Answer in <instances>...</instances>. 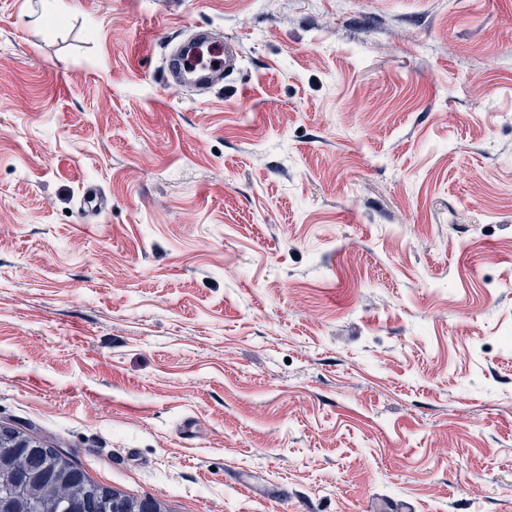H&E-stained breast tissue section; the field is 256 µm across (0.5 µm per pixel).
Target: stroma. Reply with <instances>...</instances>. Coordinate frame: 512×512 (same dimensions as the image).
<instances>
[{"mask_svg": "<svg viewBox=\"0 0 512 512\" xmlns=\"http://www.w3.org/2000/svg\"><path fill=\"white\" fill-rule=\"evenodd\" d=\"M64 2L0 0V426L165 512H512V0ZM211 35L212 33L209 31H199L180 49H177L168 56L166 63L169 72V88L175 91L182 87L191 86L203 89L211 88L216 80H222L224 74L231 73L236 69L238 62L237 49L232 43L225 41L224 46L219 44L218 48L215 49L214 62H217V65L202 69L203 72L199 73L191 82L181 78L187 58L185 53L190 48L191 43L195 40L209 38Z\"/></svg>", "mask_w": 512, "mask_h": 512, "instance_id": "1", "label": "stroma"}]
</instances>
